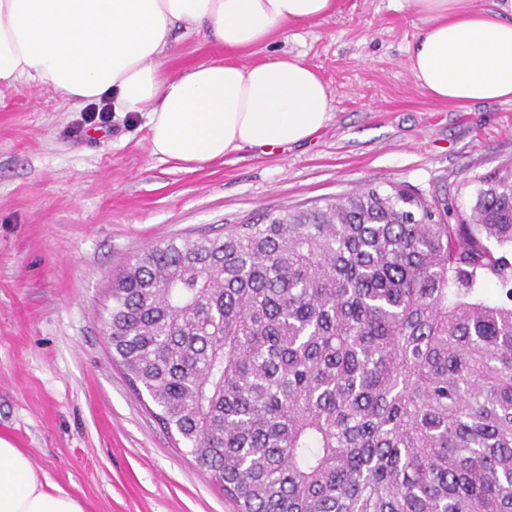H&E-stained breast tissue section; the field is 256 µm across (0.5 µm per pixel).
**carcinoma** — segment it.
<instances>
[{
  "label": "carcinoma",
  "mask_w": 512,
  "mask_h": 512,
  "mask_svg": "<svg viewBox=\"0 0 512 512\" xmlns=\"http://www.w3.org/2000/svg\"><path fill=\"white\" fill-rule=\"evenodd\" d=\"M169 239L103 324L239 512H512V170Z\"/></svg>",
  "instance_id": "cac0c4a2"
}]
</instances>
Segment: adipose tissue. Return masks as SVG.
Segmentation results:
<instances>
[{"label": "adipose tissue", "instance_id": "adipose-tissue-1", "mask_svg": "<svg viewBox=\"0 0 512 512\" xmlns=\"http://www.w3.org/2000/svg\"><path fill=\"white\" fill-rule=\"evenodd\" d=\"M421 26L409 70L433 100L512 101V0H411ZM336 0H0V84L32 81L68 99L147 118L153 155L192 171L245 147L298 144L322 130L332 100L300 54L251 66L210 62L171 78L159 67L184 23L229 50L288 38ZM0 512H85L47 487L0 437Z\"/></svg>", "mask_w": 512, "mask_h": 512}]
</instances>
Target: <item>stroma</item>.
<instances>
[{"mask_svg":"<svg viewBox=\"0 0 512 512\" xmlns=\"http://www.w3.org/2000/svg\"><path fill=\"white\" fill-rule=\"evenodd\" d=\"M410 0H338L297 38L230 52L178 30L162 71L302 54L333 103L326 127L289 147L244 148L186 171L150 152L146 120L51 86L0 84V436L86 512H236L113 362L101 313L138 252L349 192L447 187L512 165V101H431L408 69Z\"/></svg>","mask_w":512,"mask_h":512,"instance_id":"stroma-1","label":"stroma"}]
</instances>
